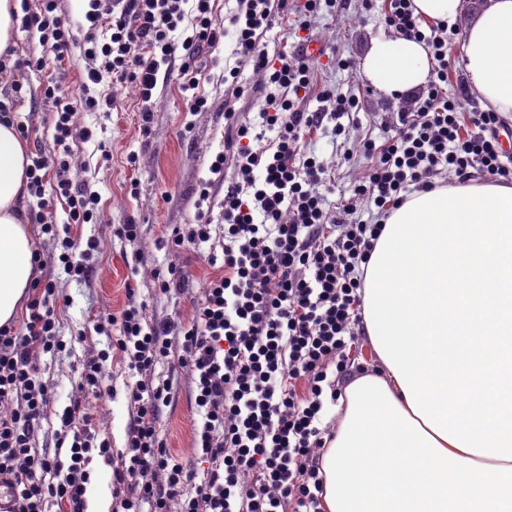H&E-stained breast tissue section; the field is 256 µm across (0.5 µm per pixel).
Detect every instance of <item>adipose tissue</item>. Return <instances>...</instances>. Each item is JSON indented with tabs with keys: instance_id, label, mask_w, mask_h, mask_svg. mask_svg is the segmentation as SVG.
<instances>
[{
	"instance_id": "adipose-tissue-1",
	"label": "adipose tissue",
	"mask_w": 512,
	"mask_h": 512,
	"mask_svg": "<svg viewBox=\"0 0 512 512\" xmlns=\"http://www.w3.org/2000/svg\"><path fill=\"white\" fill-rule=\"evenodd\" d=\"M463 36L469 90L512 122V0H484ZM362 70L394 97L426 85L432 59L425 43L384 36ZM26 154L0 122V326L35 273ZM363 316L379 366L339 399L320 460L326 512H512V185L469 180L392 210Z\"/></svg>"
}]
</instances>
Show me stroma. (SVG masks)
<instances>
[{"label":"stroma","mask_w":512,"mask_h":512,"mask_svg":"<svg viewBox=\"0 0 512 512\" xmlns=\"http://www.w3.org/2000/svg\"><path fill=\"white\" fill-rule=\"evenodd\" d=\"M213 17L225 35L215 51L199 56L193 66L197 86L188 91L179 75L181 58H174L169 74L159 76L151 100L149 125H142L143 105L133 84L109 81L97 85L99 95L112 101L110 110L86 111L79 107L80 76L87 64L83 46L78 42L68 58L55 61L48 43L39 32L14 31V50L6 69L0 70V104L9 107V118L23 131L28 151L41 153L46 160L54 158L53 114L42 100L41 91L47 79H55L72 104L78 105L77 122L91 131L89 141L79 144L64 179L75 184H90L97 191L99 204L96 219L90 224H68L63 208L50 217L54 235L41 231L42 212L34 196L25 200L26 216L31 230L33 249L39 261L38 277H50L59 295L55 305L59 348L42 354V379L49 387L50 403L34 433L38 448L68 450L60 416L77 392L83 363L105 351L112 343L110 336L97 333L100 321L120 316L128 306L127 286L138 290L137 298L147 305L152 322L191 318L209 279L218 272L212 259L222 258L224 218L220 203L224 188L234 178L232 166L223 174H215L210 166L224 149V128L232 118L257 120L259 105L253 97L233 96L235 85L257 87L260 73L241 70L237 80H228L236 68L233 53V29L228 18L237 0H212ZM388 0H373L363 9L362 0H335L308 20L311 35L324 46L323 57L315 61L314 84L302 106L313 112L332 109V102L322 101L325 90L358 98V111L344 119L346 132L334 136L317 131L307 136L305 149L323 160L326 175L318 190L330 211L343 210L351 201L354 186L365 180L370 166L361 149L364 139L382 141L383 126L392 122L405 104V96L389 97L374 88L365 78L361 64L374 38L392 35L386 22ZM463 22L449 25L444 36L448 41V79L443 85L447 96L460 100L461 130L470 132L471 112L481 110V103L467 92V82L457 61L463 41ZM42 58L44 70L25 67L28 59ZM349 59L353 68L345 69L341 60ZM207 100L202 112L191 109L194 96ZM210 184V198H199L202 184ZM355 201V200H352ZM356 218L367 220L376 209L357 200ZM208 212L212 220L208 242L173 250L170 235L174 227L193 223L198 211ZM124 224L140 227L136 241L121 239L117 231ZM80 241L96 240L92 253L96 272L92 278L80 279L66 274L58 261L60 241L64 236ZM176 267L189 273V284L182 291L158 294L156 272ZM110 393L87 397L85 406L91 414L100 438L109 441L113 451H123L131 408L127 386L133 378L119 358L105 363ZM155 379H172L174 399L165 407L161 430L170 450L190 459L193 423L197 418L191 402L190 381L185 370L174 360L158 364ZM90 481L86 500L89 512H112V470L102 458H94L89 466Z\"/></svg>","instance_id":"35a3bbf8"}]
</instances>
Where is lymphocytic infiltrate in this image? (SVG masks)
Masks as SVG:
<instances>
[{
	"mask_svg": "<svg viewBox=\"0 0 512 512\" xmlns=\"http://www.w3.org/2000/svg\"><path fill=\"white\" fill-rule=\"evenodd\" d=\"M185 2L88 0L86 21L97 25L106 13L112 27L106 42L84 50L94 62L79 86L85 109L101 108L91 88L107 79L134 83L142 102L150 103L158 74L174 54L182 56L186 79L197 57L218 47L223 32L211 0H193L192 32L182 44L173 43ZM320 7L321 0H238L230 19L235 53L240 65L263 76L261 124L229 126L225 154L211 165L217 174L232 161L237 178L221 203L224 262L191 320L148 324L131 287L127 309L112 322V349L137 376L129 389L125 453L114 454L108 441L99 440L82 400L103 389L99 358L84 363L82 396L60 417L72 433L68 461L32 445L49 403L38 362L56 342L52 284L44 283L27 302L20 329L0 327V487L9 491L10 512H48L52 504L87 512L88 466L96 456L112 469L121 512H323L320 458L331 430L321 412L325 401H338L347 376L363 371L352 356L354 329L362 322L363 266L382 226L336 218L316 190L325 164L304 151L307 134L329 128L342 135L341 119L357 109V101L337 94L331 110L305 111L301 102L311 91L312 65L269 55L263 43L276 26L291 36L307 30V16ZM57 9V0H42L21 23L62 57L75 37ZM386 21L399 35L424 41L435 68L427 89L398 112L391 134L379 143L364 140L371 166L356 194L383 216L409 194L436 188L443 169L461 180L483 174L512 182L497 113H473V132H460L457 103L442 92L448 73L444 39L422 30L411 0H390ZM43 100L54 112L55 157L64 168L74 145L90 133L78 127L74 107L54 81L45 83ZM26 175L41 209L59 201L70 223L93 220L97 194L88 185L49 183L39 155ZM172 355L191 379L199 415L187 462L170 452L160 431L173 384L150 378L156 364Z\"/></svg>",
	"mask_w": 512,
	"mask_h": 512,
	"instance_id": "1",
	"label": "lymphocytic infiltrate"
}]
</instances>
